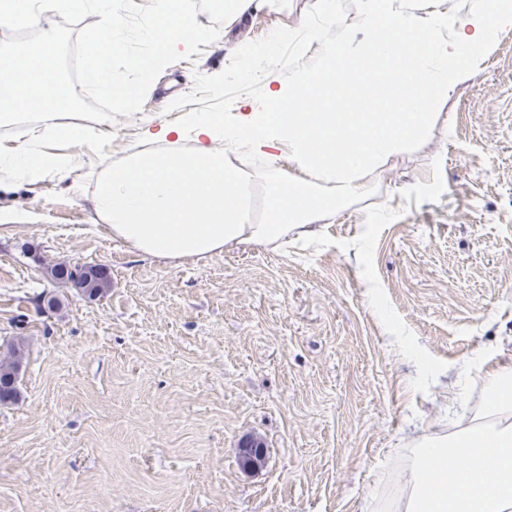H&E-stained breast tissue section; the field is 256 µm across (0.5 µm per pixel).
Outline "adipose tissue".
<instances>
[{"label":"adipose tissue","mask_w":512,"mask_h":512,"mask_svg":"<svg viewBox=\"0 0 512 512\" xmlns=\"http://www.w3.org/2000/svg\"><path fill=\"white\" fill-rule=\"evenodd\" d=\"M321 9L336 34L308 30L316 62L245 100L237 126L208 113L189 129L163 124L148 133L146 147L101 179L94 222L130 251L165 261L311 236L315 224L368 193L374 170L431 131L439 101L477 73L478 50L512 29V0H473L466 11L426 19L388 0H364L351 17L336 0H321ZM187 133L194 145L184 151L176 141ZM283 147L284 170L275 165ZM487 388L486 413L453 436L417 444L403 512H512V366L489 372ZM458 448L479 467L454 485L448 461Z\"/></svg>","instance_id":"obj_1"}]
</instances>
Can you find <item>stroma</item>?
I'll return each instance as SVG.
<instances>
[{
  "mask_svg": "<svg viewBox=\"0 0 512 512\" xmlns=\"http://www.w3.org/2000/svg\"><path fill=\"white\" fill-rule=\"evenodd\" d=\"M314 25L336 33L316 0L227 19L140 112L94 123L106 160L71 146L67 178L0 184V341L27 344L0 405V512H389L416 442L485 408L487 373L512 365V30L312 241L169 264L92 221L109 164L162 123H233L266 77L315 59ZM74 262L107 268L109 291L49 278ZM248 436L268 449L253 472Z\"/></svg>",
  "mask_w": 512,
  "mask_h": 512,
  "instance_id": "35a3bbf8",
  "label": "stroma"
}]
</instances>
